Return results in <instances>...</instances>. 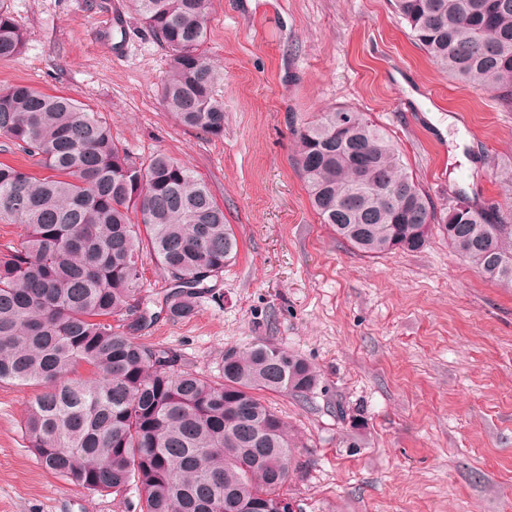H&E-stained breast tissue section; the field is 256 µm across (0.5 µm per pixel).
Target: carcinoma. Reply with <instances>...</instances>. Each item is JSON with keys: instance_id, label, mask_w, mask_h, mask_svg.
Instances as JSON below:
<instances>
[{"instance_id": "carcinoma-1", "label": "carcinoma", "mask_w": 512, "mask_h": 512, "mask_svg": "<svg viewBox=\"0 0 512 512\" xmlns=\"http://www.w3.org/2000/svg\"><path fill=\"white\" fill-rule=\"evenodd\" d=\"M164 45L159 101L181 125L224 136L218 73L204 51L212 0H131ZM413 41L448 77L512 108V0H395ZM24 33L0 0V60ZM349 133L336 137V113ZM296 165L321 223L368 257L418 251L433 228L491 279L512 284V211L460 200L437 210L392 139L341 107L293 129ZM0 139L50 175L0 162V220L21 226L0 252V383L35 386L23 420L37 460L91 492L141 490L139 512H281L296 450L259 396L305 398L316 369L258 340L224 350L222 380L182 369L178 350L133 336L157 319L140 256L174 282L162 311L194 316L199 286L238 241L205 182L164 153L134 157L99 112L28 84L0 88ZM384 185L408 207L383 209ZM124 321L117 331L112 319Z\"/></svg>"}]
</instances>
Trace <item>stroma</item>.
<instances>
[{"label":"stroma","instance_id":"1","mask_svg":"<svg viewBox=\"0 0 512 512\" xmlns=\"http://www.w3.org/2000/svg\"><path fill=\"white\" fill-rule=\"evenodd\" d=\"M8 6L25 47L0 60V87L74 98L111 119L133 156L189 167L237 236L195 316L142 339L211 377L225 348L261 338L316 368L309 398L265 396L301 453L284 488L297 512H512V287L438 233L415 252L354 253L313 211L291 131L355 108L437 208H512V110L433 65L394 0H213L215 138L161 107L169 52L129 0ZM34 394L0 383V512H138L136 486L91 493L40 465L21 425Z\"/></svg>","mask_w":512,"mask_h":512}]
</instances>
